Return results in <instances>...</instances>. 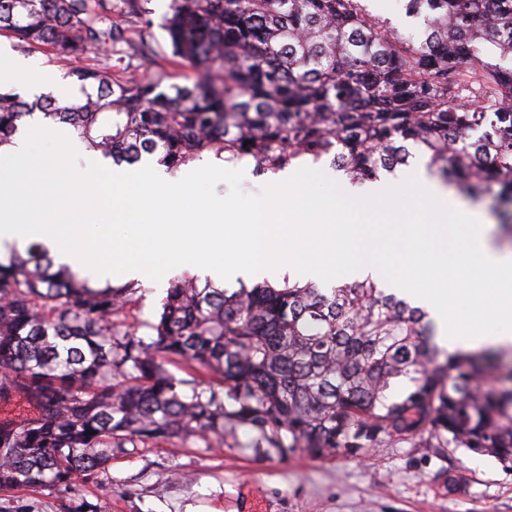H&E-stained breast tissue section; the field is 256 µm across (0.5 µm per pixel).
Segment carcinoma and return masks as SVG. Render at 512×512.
Listing matches in <instances>:
<instances>
[{"instance_id":"obj_1","label":"carcinoma","mask_w":512,"mask_h":512,"mask_svg":"<svg viewBox=\"0 0 512 512\" xmlns=\"http://www.w3.org/2000/svg\"><path fill=\"white\" fill-rule=\"evenodd\" d=\"M407 36L360 0H170V58L146 79L71 72L60 105L0 91V146L24 118L68 125L112 163L174 171L209 154L255 173L325 161L354 182L417 154L458 191L498 185L512 230V0H406ZM141 28L148 0H120ZM0 36L61 61L127 44L112 0H0ZM196 72L170 83L165 64ZM142 285L93 286L40 244L0 261V491L55 490L63 512H101L90 484L129 448L206 447L247 428L280 455L352 452L424 430L512 470V369L481 390L488 356L447 352L428 313L367 278L334 288H235L183 277L155 320ZM184 372L179 377L176 371Z\"/></svg>"}]
</instances>
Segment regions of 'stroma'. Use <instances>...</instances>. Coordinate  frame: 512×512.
<instances>
[{"label": "stroma", "mask_w": 512, "mask_h": 512, "mask_svg": "<svg viewBox=\"0 0 512 512\" xmlns=\"http://www.w3.org/2000/svg\"><path fill=\"white\" fill-rule=\"evenodd\" d=\"M22 55L0 37V66ZM23 56L50 75L48 93H74L67 63L41 51ZM82 62L116 77L153 71L133 47L105 46ZM88 499L106 512H184L195 501L220 512H512V471L429 433L409 441L386 436L357 456L313 458L279 455L239 429L220 448L162 444L115 455ZM60 504L48 490L0 492V512H60Z\"/></svg>", "instance_id": "35a3bbf8"}]
</instances>
